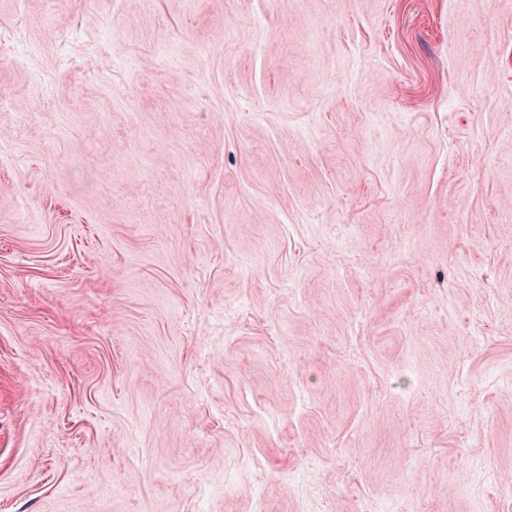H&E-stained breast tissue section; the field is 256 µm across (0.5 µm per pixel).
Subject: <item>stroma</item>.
<instances>
[{"label": "stroma", "instance_id": "stroma-1", "mask_svg": "<svg viewBox=\"0 0 512 512\" xmlns=\"http://www.w3.org/2000/svg\"><path fill=\"white\" fill-rule=\"evenodd\" d=\"M0 512H512V0H0Z\"/></svg>", "mask_w": 512, "mask_h": 512}]
</instances>
